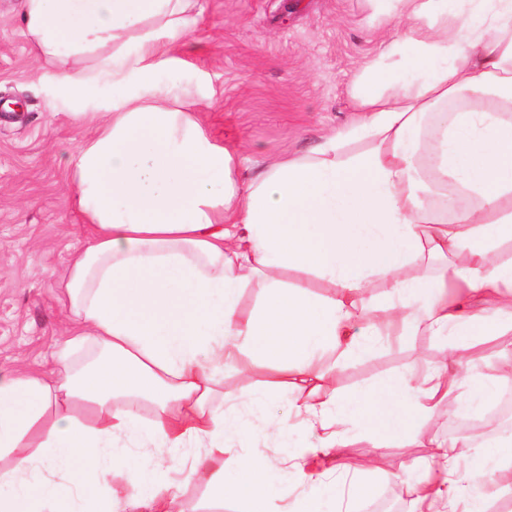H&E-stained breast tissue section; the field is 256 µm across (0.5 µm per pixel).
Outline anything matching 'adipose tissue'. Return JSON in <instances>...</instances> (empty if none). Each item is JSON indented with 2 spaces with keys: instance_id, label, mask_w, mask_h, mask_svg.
<instances>
[{
  "instance_id": "obj_1",
  "label": "adipose tissue",
  "mask_w": 512,
  "mask_h": 512,
  "mask_svg": "<svg viewBox=\"0 0 512 512\" xmlns=\"http://www.w3.org/2000/svg\"><path fill=\"white\" fill-rule=\"evenodd\" d=\"M194 2H20L59 93L83 106L108 83L112 100L67 163L89 239L61 287L71 342L94 354L49 378L0 373V512H168L181 483L160 460L149 499L113 495L121 434L196 443L190 476L270 512L273 469L226 468L238 426L217 401L225 371L255 367L319 438L291 464L311 488L354 428L375 448L421 449L422 475L406 481L415 512H488L512 492V439L442 440L424 423L443 406L477 410L512 380V360L486 374L473 356L512 334V0H386L406 29L357 72V119L244 185L237 158L156 80L197 23ZM420 333L442 341L426 376L330 386L378 337ZM471 451L481 467L459 469Z\"/></svg>"
}]
</instances>
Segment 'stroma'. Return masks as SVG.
I'll list each match as a JSON object with an SVG mask.
<instances>
[{
  "label": "stroma",
  "instance_id": "35a3bbf8",
  "mask_svg": "<svg viewBox=\"0 0 512 512\" xmlns=\"http://www.w3.org/2000/svg\"><path fill=\"white\" fill-rule=\"evenodd\" d=\"M201 16L175 55L178 65L158 81L172 108L206 107L207 134L238 151L241 181L274 160L301 154L356 117L351 86L360 66L375 58L391 26L378 17L376 0H198ZM19 0H0V101L17 111L0 115V370L47 371L68 338L71 318L61 302V281L73 249L87 232L75 202L66 162L89 135L88 123L55 96V70L26 37ZM440 357L439 341L424 334L388 341L349 362L333 382L350 392L415 366L427 370ZM265 375L230 374L225 390L242 394V435L224 439L225 460L251 458L287 467L314 435L280 429L290 412L287 397H269L262 408L248 398ZM115 450L129 472L142 473L154 455L172 471L188 465L195 445L154 451L124 436ZM346 455L377 457L384 476L369 494L349 497L351 512H369L393 495L399 473L417 448H372L351 432ZM171 512H237L217 502L204 481L186 483Z\"/></svg>",
  "mask_w": 512,
  "mask_h": 512
}]
</instances>
